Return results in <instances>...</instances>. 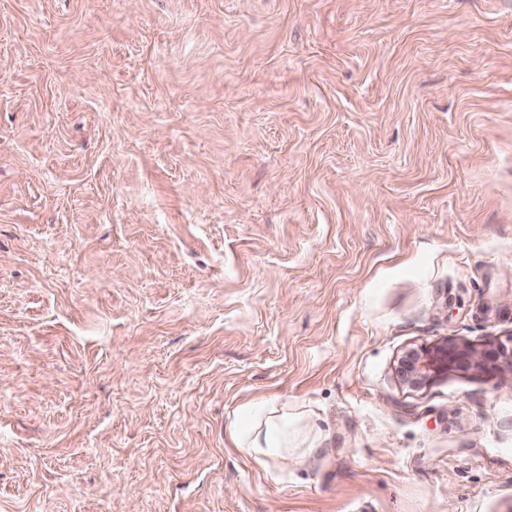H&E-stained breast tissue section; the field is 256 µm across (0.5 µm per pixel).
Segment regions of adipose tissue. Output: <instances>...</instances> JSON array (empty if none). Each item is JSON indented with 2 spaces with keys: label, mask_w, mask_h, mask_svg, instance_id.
Wrapping results in <instances>:
<instances>
[{
  "label": "adipose tissue",
  "mask_w": 512,
  "mask_h": 512,
  "mask_svg": "<svg viewBox=\"0 0 512 512\" xmlns=\"http://www.w3.org/2000/svg\"><path fill=\"white\" fill-rule=\"evenodd\" d=\"M291 420L287 404L249 403L235 413L230 436L255 461L272 459L284 465L292 456L288 448Z\"/></svg>",
  "instance_id": "ef3b65f1"
}]
</instances>
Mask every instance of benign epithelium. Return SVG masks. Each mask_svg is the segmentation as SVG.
Here are the masks:
<instances>
[{
    "instance_id": "benign-epithelium-1",
    "label": "benign epithelium",
    "mask_w": 512,
    "mask_h": 512,
    "mask_svg": "<svg viewBox=\"0 0 512 512\" xmlns=\"http://www.w3.org/2000/svg\"><path fill=\"white\" fill-rule=\"evenodd\" d=\"M508 366L505 381L512 385V337L476 346L469 342L444 340L406 350L398 360L397 373L401 382L422 389L450 371H500Z\"/></svg>"
}]
</instances>
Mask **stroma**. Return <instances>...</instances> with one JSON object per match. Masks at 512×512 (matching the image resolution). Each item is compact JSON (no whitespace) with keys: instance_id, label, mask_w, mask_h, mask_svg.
I'll use <instances>...</instances> for the list:
<instances>
[{"instance_id":"1","label":"stroma","mask_w":512,"mask_h":512,"mask_svg":"<svg viewBox=\"0 0 512 512\" xmlns=\"http://www.w3.org/2000/svg\"><path fill=\"white\" fill-rule=\"evenodd\" d=\"M511 336L512 0H0V512H512ZM508 343L498 341L476 346L469 342L444 340L406 350L398 360L401 382L411 389H422L450 371H502L508 365L507 384L512 385V336ZM291 420L288 403H249L235 413L230 436L255 461L272 459L286 466L294 455L288 448Z\"/></svg>"}]
</instances>
